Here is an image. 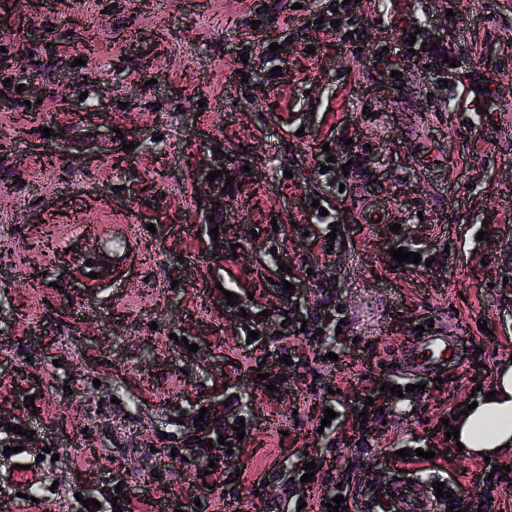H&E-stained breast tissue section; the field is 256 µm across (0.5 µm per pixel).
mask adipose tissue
Instances as JSON below:
<instances>
[{"label":"adipose tissue","instance_id":"1","mask_svg":"<svg viewBox=\"0 0 512 512\" xmlns=\"http://www.w3.org/2000/svg\"><path fill=\"white\" fill-rule=\"evenodd\" d=\"M492 388L494 398H478L476 408L455 423L467 453L512 454V363L498 369Z\"/></svg>","mask_w":512,"mask_h":512}]
</instances>
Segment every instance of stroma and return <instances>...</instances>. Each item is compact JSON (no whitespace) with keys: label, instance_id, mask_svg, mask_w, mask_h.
Returning <instances> with one entry per match:
<instances>
[{"label":"stroma","instance_id":"35a3bbf8","mask_svg":"<svg viewBox=\"0 0 512 512\" xmlns=\"http://www.w3.org/2000/svg\"><path fill=\"white\" fill-rule=\"evenodd\" d=\"M326 4L0 0V437L18 425L59 455L0 453V512H113L118 482L194 512H316L325 480L412 472L403 448L436 452L425 483L468 491L484 459L445 422L512 357V0ZM437 41L456 61L442 86L406 58ZM80 112L100 150L47 163L44 128ZM218 149L233 256L209 254L194 217L192 175ZM327 153L360 163L323 176ZM316 199L337 225L309 222ZM393 247L421 264L391 268ZM328 314L341 330L313 347L281 329ZM429 324L468 341L450 379L357 429L361 393L410 384L403 345ZM219 391L251 397L239 457L181 460L177 419ZM307 452L299 509L285 477Z\"/></svg>","mask_w":512,"mask_h":512}]
</instances>
